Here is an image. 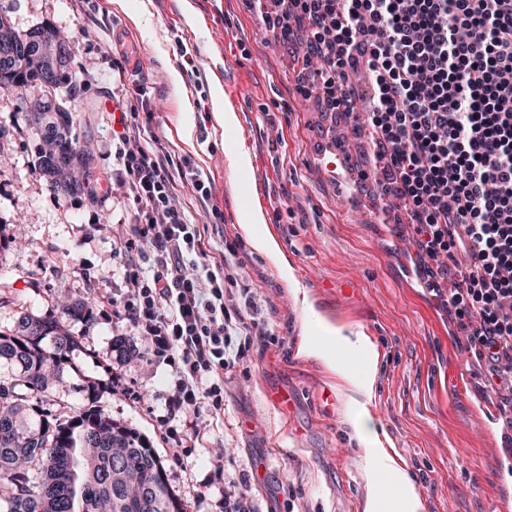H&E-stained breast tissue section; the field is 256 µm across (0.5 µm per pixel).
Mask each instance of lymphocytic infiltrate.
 Returning a JSON list of instances; mask_svg holds the SVG:
<instances>
[{
	"mask_svg": "<svg viewBox=\"0 0 512 512\" xmlns=\"http://www.w3.org/2000/svg\"><path fill=\"white\" fill-rule=\"evenodd\" d=\"M277 42L301 51L302 92L323 112H353L355 73L371 76L369 130L386 161L380 195L398 200L421 251L453 289L449 304L491 389L512 394V0H282ZM112 177L131 211L114 241L128 292L110 299L176 368L175 408L209 402L221 428L224 372L265 332L249 292L227 286L237 246L213 244L189 221L170 155L147 145L123 95H113ZM147 245L152 274L135 254Z\"/></svg>",
	"mask_w": 512,
	"mask_h": 512,
	"instance_id": "lymphocytic-infiltrate-1",
	"label": "lymphocytic infiltrate"
}]
</instances>
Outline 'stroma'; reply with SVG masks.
<instances>
[{
	"mask_svg": "<svg viewBox=\"0 0 512 512\" xmlns=\"http://www.w3.org/2000/svg\"><path fill=\"white\" fill-rule=\"evenodd\" d=\"M99 18L78 0H0L18 30L52 25L65 38L71 70L89 67L101 81L84 86L74 131L90 142L99 174L111 171L112 65L126 70L123 92L138 122L174 161L190 159L212 187L199 199L178 179L192 223L208 225L215 240L238 241V280L251 289L269 335L224 376V433L201 448L189 439L209 406L172 412L175 373L155 358L146 338L121 315L67 320L79 341L63 385L98 383L96 406L144 436L185 512H224L216 467L251 483L254 512H364L369 484L362 453L345 423L346 399L326 368L295 351L317 316L355 324L379 344L382 363L369 411L387 437L386 449L416 479L423 512H502L512 504V476L498 454L512 438V398L485 384L486 364L458 343L448 289L427 285V258L414 227L395 203L357 204L366 185L346 198L345 164L328 146L330 114L297 89L299 54L244 0H98ZM192 56V69L181 66ZM178 79H171L170 71ZM237 113L224 129L212 113V93ZM194 109L182 111L183 101ZM16 96L0 93V332L20 314L59 312L89 297L127 291L124 262L112 240L129 230L120 186L107 196L51 191L36 172L40 139L15 110ZM194 126L191 141L178 134ZM248 153L246 177L231 169L226 151ZM219 208L221 221L211 210ZM266 216L312 305L303 313L292 289L260 255L242 243L249 209ZM135 348L117 357L112 345ZM290 405L280 409L278 398Z\"/></svg>",
	"mask_w": 512,
	"mask_h": 512,
	"instance_id": "35a3bbf8",
	"label": "stroma"
}]
</instances>
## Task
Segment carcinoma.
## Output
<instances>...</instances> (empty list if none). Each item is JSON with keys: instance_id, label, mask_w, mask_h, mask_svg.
<instances>
[{"instance_id": "1", "label": "carcinoma", "mask_w": 512, "mask_h": 512, "mask_svg": "<svg viewBox=\"0 0 512 512\" xmlns=\"http://www.w3.org/2000/svg\"><path fill=\"white\" fill-rule=\"evenodd\" d=\"M42 36L60 39L57 29L44 25L31 31L16 29L0 8V55L10 57V69H0V86L23 92L40 84L47 65L42 56L22 51L21 41ZM60 81L70 102L79 103L69 55L59 60ZM17 111L34 134L51 145L39 153L36 170L53 191L78 192L86 184L85 170L93 156L73 133L67 110L30 104L21 95ZM85 307L77 303L48 316L27 315L12 334L0 333V354L9 353L19 369L14 383L0 380V400L7 412L0 424V512H183L160 460L135 431L88 408L63 420L28 416L36 404L53 400L72 365L78 340L65 326Z\"/></svg>"}]
</instances>
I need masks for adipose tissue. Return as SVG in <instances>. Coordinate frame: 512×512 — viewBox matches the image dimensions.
I'll return each instance as SVG.
<instances>
[{
  "label": "adipose tissue",
  "mask_w": 512,
  "mask_h": 512,
  "mask_svg": "<svg viewBox=\"0 0 512 512\" xmlns=\"http://www.w3.org/2000/svg\"><path fill=\"white\" fill-rule=\"evenodd\" d=\"M264 222L260 210H251L241 227L242 235L254 252L273 265L282 281L291 282L293 269L278 240L261 231ZM320 330L321 340L304 337L296 355L320 361L343 385L347 396L346 418L364 452L365 474L371 485L365 512H422L414 479L406 469L396 465L383 448L379 431L370 426L365 402L374 396L379 369L376 344L365 336H346L344 325L326 320L322 321Z\"/></svg>",
  "instance_id": "obj_1"
}]
</instances>
